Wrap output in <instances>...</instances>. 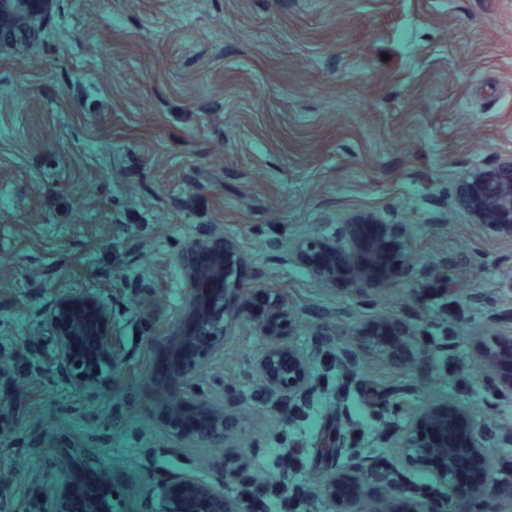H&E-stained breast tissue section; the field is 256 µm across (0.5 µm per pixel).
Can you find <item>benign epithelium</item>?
I'll return each instance as SVG.
<instances>
[{"label":"benign epithelium","instance_id":"1","mask_svg":"<svg viewBox=\"0 0 512 512\" xmlns=\"http://www.w3.org/2000/svg\"><path fill=\"white\" fill-rule=\"evenodd\" d=\"M52 3L0 0V36L17 25L36 31ZM457 201L486 232L512 239V153L469 170ZM416 247L411 225L388 224L366 213L336 225L332 238L295 242L291 252L318 280L369 298L415 274ZM179 262L185 304L167 335L149 339L148 347L161 364H151L148 376L165 392L162 408L167 415L162 423L174 438L225 447L237 421L213 398L214 391L224 389V382L204 388L198 368L203 361L222 359L224 344L238 323L258 322L268 341L252 369L271 396L282 402H305L318 380L290 340L293 315L288 301L269 289L263 310L258 313L252 307L253 295L238 274L245 265L244 253L234 239L218 237L191 245ZM77 310L90 319L88 336H79L73 329ZM49 319L58 332V368L85 386H98L100 365L117 361L108 308L90 296L66 298L57 303ZM494 324L495 343L484 356L489 387L496 402L512 404V315L497 316ZM347 335L357 341L338 347L336 358L350 369L359 366L365 348L379 351L394 367L407 370L432 351L417 325L401 315L351 325ZM381 443L426 459L435 483L411 487L392 461L373 465L355 453L323 487L329 512H459L463 501L477 506L479 512H512V482L496 484L489 479L498 469V459L489 447L512 448L511 427L478 422L466 406L427 403L415 412L410 428L384 431ZM94 453L95 449H86L81 471H68L61 483L41 490L37 512H74L81 496L107 487L108 480L92 463ZM230 454L234 463L219 464L221 478L215 481L190 474L166 477L155 487L160 512H243L241 501L224 494V484L246 477L245 451L236 448ZM461 455L468 456L473 466L460 467ZM372 476L385 481L388 491L369 496L364 484Z\"/></svg>","mask_w":512,"mask_h":512}]
</instances>
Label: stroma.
I'll return each instance as SVG.
<instances>
[{
  "label": "stroma",
  "instance_id": "1",
  "mask_svg": "<svg viewBox=\"0 0 512 512\" xmlns=\"http://www.w3.org/2000/svg\"><path fill=\"white\" fill-rule=\"evenodd\" d=\"M0 56V495L34 507L77 449L97 451L126 512H159L170 474L202 479L224 451L178 441L145 378L147 341L184 301L180 253L237 240L244 286L274 288L299 315L293 344L319 387L303 412L273 410L252 359L259 328L238 325L202 385L241 422L233 442L255 479L304 486L309 512L328 461V416L346 447L377 448L416 408L446 401L476 420L495 404L483 352L491 317L512 312V240L456 204L469 169L512 152V0H56L35 34ZM412 225L414 279L376 304L318 281L289 242L331 237L361 213ZM106 299L116 365L98 393L56 369L49 319L66 296ZM416 317L438 345L412 371L369 352L356 375L331 356L374 311ZM302 447L298 466L280 449Z\"/></svg>",
  "mask_w": 512,
  "mask_h": 512
}]
</instances>
